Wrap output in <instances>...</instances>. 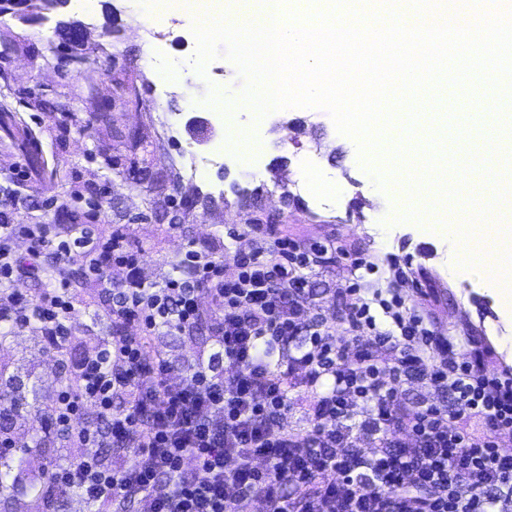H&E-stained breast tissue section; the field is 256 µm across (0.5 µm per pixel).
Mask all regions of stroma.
I'll return each instance as SVG.
<instances>
[{"instance_id":"35a3bbf8","label":"stroma","mask_w":512,"mask_h":512,"mask_svg":"<svg viewBox=\"0 0 512 512\" xmlns=\"http://www.w3.org/2000/svg\"><path fill=\"white\" fill-rule=\"evenodd\" d=\"M32 20L0 17V102L25 115L36 131L48 169L66 174L56 185L32 171L25 151L0 141V183L23 170L26 194L34 206H16L19 224H92L102 238L126 234L141 254L136 271L116 267L117 282L162 286L176 276L187 250L223 257L226 275L234 257L257 246L247 225L262 224L271 236H285L301 249L329 247V254L305 268L312 291L310 310L335 326L341 311L340 291L356 286L381 315L380 301L398 296L406 305H422L434 330L450 337L459 358H466L470 339L486 350L489 370H512V357L499 344L512 336L493 294L479 280L448 277L451 250L430 237L423 226L399 221L414 207L405 191L380 190L359 160L356 142L338 133L330 114L320 108H288L258 121L233 114L230 125L214 124L213 136L200 144L189 132L191 117L211 118L201 105L210 87L238 97L243 83L225 55L197 73V42L181 17L145 20L131 0H95L93 14L74 7L41 12ZM78 22L84 37L69 40L59 28ZM163 59L167 70H179L181 81L155 87L144 58ZM255 129L259 147L252 161L225 153L207 178L221 185L223 198L188 207L197 188L180 184L182 151L210 157L223 151L225 128ZM298 181L301 207L287 208L284 180ZM98 190L106 220H94L85 203L74 202L75 188ZM202 348L198 339L171 331L155 337L152 351L174 364L171 383L187 378V365ZM0 363L17 378L14 395L27 407L54 405L61 387L56 351L42 337L19 330L0 342ZM54 439L51 447L26 457L28 475L41 476L51 459L88 454V446L67 441L54 421L17 417V446L32 444L41 430Z\"/></svg>"}]
</instances>
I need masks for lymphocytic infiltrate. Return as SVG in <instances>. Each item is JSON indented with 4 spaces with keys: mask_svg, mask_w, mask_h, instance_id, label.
Here are the masks:
<instances>
[{
    "mask_svg": "<svg viewBox=\"0 0 512 512\" xmlns=\"http://www.w3.org/2000/svg\"><path fill=\"white\" fill-rule=\"evenodd\" d=\"M15 199L10 189L0 200V328L49 337L59 352L68 346L77 304L67 282L35 298L12 287L40 272L48 251L62 264L91 257L88 271L121 328L82 361L78 388L62 387L54 407L67 439L134 451L129 467L95 454L48 463L53 488L82 498L87 512H110L131 499L147 501L150 512H251L258 499L269 512H496L512 500V456L496 441L497 431L512 429V372L489 371L479 342L469 359H458L448 337L398 301L383 303L389 326L380 328L354 289L337 328L326 326L310 317L300 275L320 255L285 237L237 256L229 277L223 258L190 250L180 276L163 287H130L111 273L141 262L124 235H62L49 224H17ZM20 237L29 242L23 257L13 248ZM203 293L217 314L213 357L225 368L215 372L201 359L184 382L170 384L169 360L146 357V342L164 331L192 336ZM129 324L135 332H126ZM303 333L307 345L289 358L287 371L273 369L275 352ZM296 370L314 393L312 427L302 436L285 425ZM415 375L446 393L448 404L403 402L400 388ZM119 394L126 403L116 412ZM88 404L103 427L81 423ZM360 405L366 417L358 424ZM475 420L485 421L486 432L470 430ZM358 425L377 435L371 451L354 448ZM394 427L402 439L388 438Z\"/></svg>",
    "mask_w": 512,
    "mask_h": 512,
    "instance_id": "obj_1",
    "label": "lymphocytic infiltrate"
}]
</instances>
